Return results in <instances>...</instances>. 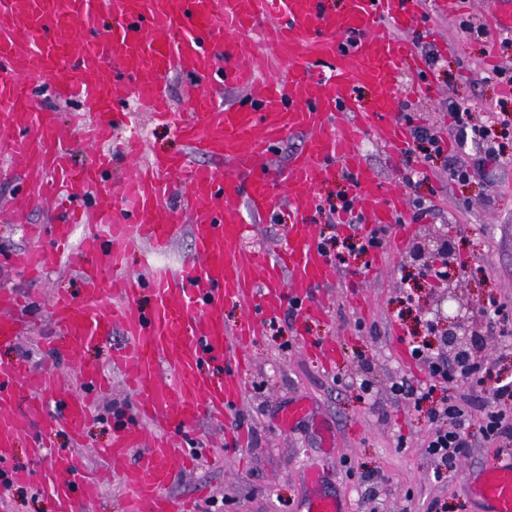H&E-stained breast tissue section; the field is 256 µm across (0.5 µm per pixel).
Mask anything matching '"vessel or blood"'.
<instances>
[{
  "mask_svg": "<svg viewBox=\"0 0 512 512\" xmlns=\"http://www.w3.org/2000/svg\"><path fill=\"white\" fill-rule=\"evenodd\" d=\"M419 4L342 0L336 11L326 0H0V160L15 162L12 176L29 182L11 209L24 213L37 201L59 209L50 229H29L50 233V249L29 248L10 261L39 276L81 224L80 271L88 283L84 302L52 297L54 333L40 339L74 364L78 387L21 362L0 364V512L10 484L36 483L55 512L95 499L98 486L81 477L76 456L48 451L43 431L63 427L81 437L91 401L108 385L102 370L81 357L116 327L128 344L113 351L112 361L131 368L136 414L117 428L104 454L125 464L126 512H191L190 503L175 506L162 490L192 465V454L166 439L147 440L141 422L177 428L203 415L224 419L242 397L238 368L258 324L291 304L307 316L319 313L313 296L330 284L333 265L317 237L314 191L337 168L348 172L354 211L365 224L385 227L403 210V196L383 186L357 143L375 134L397 160L412 136L396 115L397 95L403 74L425 70L427 61L384 28L417 23ZM174 73L190 83V112L164 105ZM49 81L60 101L80 103L76 119L34 107V90ZM363 85L380 91L369 111L356 95ZM228 87L243 91L236 105L222 101ZM135 110L172 126L188 153L140 160ZM78 124L85 128L80 142L95 152L87 166L73 160ZM291 133L304 137L300 152L287 167L268 166L266 153ZM114 145L133 157L118 174ZM175 196L187 224L172 217L168 202ZM248 213L286 218L287 242L270 255L248 247ZM185 228L194 254L179 268L136 279L118 275L131 240L162 253ZM143 288L153 293L146 309L136 304ZM228 303L247 312L233 327L224 323ZM23 306L13 289H0V344L24 333ZM23 436L32 439L36 469L10 465ZM469 486L488 512H512V452Z\"/></svg>",
  "mask_w": 512,
  "mask_h": 512,
  "instance_id": "1",
  "label": "vessel or blood"
}]
</instances>
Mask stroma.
I'll list each match as a JSON object with an SVG mask.
<instances>
[{"instance_id":"1","label":"stroma","mask_w":512,"mask_h":512,"mask_svg":"<svg viewBox=\"0 0 512 512\" xmlns=\"http://www.w3.org/2000/svg\"><path fill=\"white\" fill-rule=\"evenodd\" d=\"M421 10L419 23L404 37L434 44L440 63L427 76L428 96H412L414 77L402 79L400 100L408 104L414 123L444 137L449 103L464 104L479 122L504 109L512 112V92L483 78L486 58L512 64V46L503 45V31L476 40L458 28L457 17L438 14L434 0H421ZM360 149L382 184L401 191L408 203L425 199L433 212L416 222L408 207L382 230L380 249L338 266V273L352 285L317 292L324 309L321 318L302 322L284 313L277 329L261 326L240 369L244 397L226 420L203 417L174 430V437L193 449L196 463L178 472L165 493L192 502L196 512H306L303 476L311 468L321 472L322 491L337 497L344 512H480L469 498L468 475L489 465L498 448L476 443L466 449L455 472L437 480L423 444L433 427L429 409L470 394L473 419L481 421L496 407L497 379L485 378L475 388L462 378L436 385L426 367L411 357L410 342L427 336L429 328L440 333L448 329L434 307L439 290L420 276L416 250L443 238L452 262H464L463 274L449 282L448 290L461 307L466 333L485 327L479 311L490 302L512 312V137L505 139L504 155L488 179L465 183L449 180L443 161L426 157L415 141L409 142L404 161L394 160L370 136ZM411 167L419 176L408 188L403 177ZM25 187L20 180L0 179V285L28 297L23 314L34 333L0 346V363L22 359L62 374L67 363L52 357L38 339L52 330L48 304L53 292L64 291L78 300L83 282L74 254L59 258L41 280L27 279L8 267L10 255L30 244L27 225L47 226L54 219L47 205L37 203L24 221H11L6 203ZM192 250L186 233L163 254L153 256L136 245L128 271L136 274L153 263L174 269ZM326 340L336 342L337 352L324 362L315 348ZM364 370L372 381L368 395L350 383ZM403 378L431 388V395L418 404L396 400L390 386ZM297 399L313 408L315 419L282 427L281 411ZM117 407L123 418L134 417V397L116 372L111 391L94 405L79 452L82 467L96 471L101 481L99 495L92 505H78L77 512H119L122 467L98 455L118 424L113 416ZM325 428L334 437V448L323 445ZM241 429L247 434L244 445L229 447L226 435Z\"/></svg>"}]
</instances>
